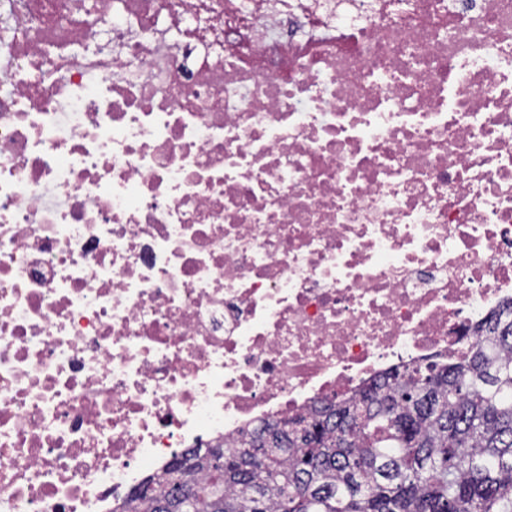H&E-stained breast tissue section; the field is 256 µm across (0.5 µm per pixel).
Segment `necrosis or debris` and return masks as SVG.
Segmentation results:
<instances>
[{"label": "necrosis or debris", "instance_id": "obj_1", "mask_svg": "<svg viewBox=\"0 0 512 512\" xmlns=\"http://www.w3.org/2000/svg\"><path fill=\"white\" fill-rule=\"evenodd\" d=\"M510 300L512 0H0V512H119Z\"/></svg>", "mask_w": 512, "mask_h": 512}]
</instances>
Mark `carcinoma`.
<instances>
[{
  "mask_svg": "<svg viewBox=\"0 0 512 512\" xmlns=\"http://www.w3.org/2000/svg\"><path fill=\"white\" fill-rule=\"evenodd\" d=\"M145 483L143 512H512V303L453 362L401 364Z\"/></svg>",
  "mask_w": 512,
  "mask_h": 512,
  "instance_id": "carcinoma-1",
  "label": "carcinoma"
}]
</instances>
